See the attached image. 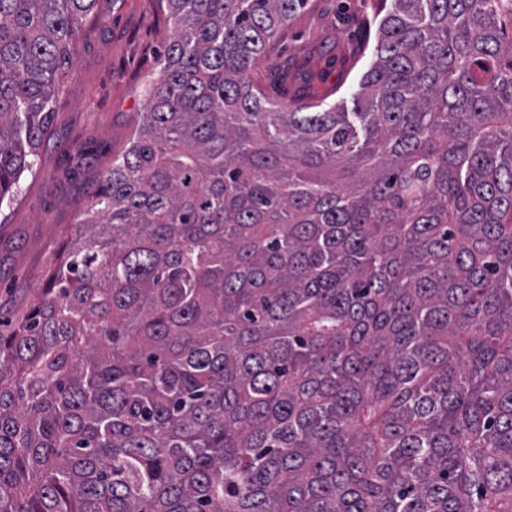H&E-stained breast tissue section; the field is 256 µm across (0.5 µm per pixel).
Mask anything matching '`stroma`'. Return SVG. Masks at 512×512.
<instances>
[{"instance_id": "1", "label": "stroma", "mask_w": 512, "mask_h": 512, "mask_svg": "<svg viewBox=\"0 0 512 512\" xmlns=\"http://www.w3.org/2000/svg\"><path fill=\"white\" fill-rule=\"evenodd\" d=\"M98 19L81 38L21 195L0 207V307L21 316L69 240L78 214L139 120L171 26L157 0H97ZM374 0H309L282 32L253 79L270 100L291 104L283 70H327L315 92L351 102L374 59Z\"/></svg>"}]
</instances>
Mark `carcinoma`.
<instances>
[{
    "mask_svg": "<svg viewBox=\"0 0 512 512\" xmlns=\"http://www.w3.org/2000/svg\"><path fill=\"white\" fill-rule=\"evenodd\" d=\"M141 121L0 332V512H512V0H379L353 109L252 69L308 0H158ZM96 0H0V206Z\"/></svg>",
    "mask_w": 512,
    "mask_h": 512,
    "instance_id": "cac0c4a2",
    "label": "carcinoma"
}]
</instances>
